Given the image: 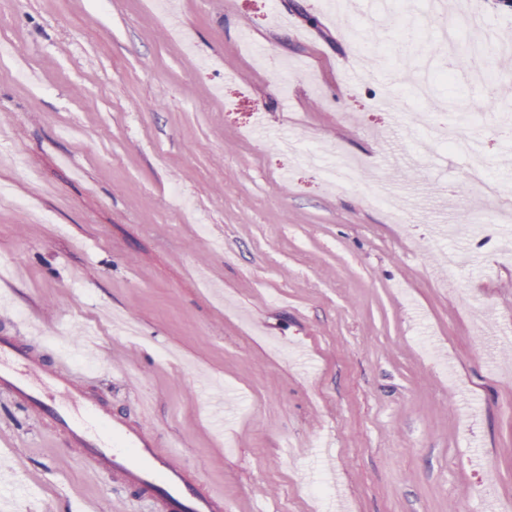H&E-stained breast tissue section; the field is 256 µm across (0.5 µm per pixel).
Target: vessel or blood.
I'll list each match as a JSON object with an SVG mask.
<instances>
[{
    "label": "vessel or blood",
    "instance_id": "vessel-or-blood-1",
    "mask_svg": "<svg viewBox=\"0 0 512 512\" xmlns=\"http://www.w3.org/2000/svg\"><path fill=\"white\" fill-rule=\"evenodd\" d=\"M0 390L35 415H49L89 468L141 489L155 512H225L224 495L197 486L172 451L141 426L112 415L84 386L48 369L16 339H0Z\"/></svg>",
    "mask_w": 512,
    "mask_h": 512
}]
</instances>
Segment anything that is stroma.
<instances>
[{
    "label": "stroma",
    "instance_id": "obj_1",
    "mask_svg": "<svg viewBox=\"0 0 512 512\" xmlns=\"http://www.w3.org/2000/svg\"><path fill=\"white\" fill-rule=\"evenodd\" d=\"M380 3L352 0L359 39L326 0H0V338L229 512L512 502V196L449 193L447 141L501 183L512 142L471 73L417 103L448 54L403 68L427 0ZM375 56L385 78L349 80ZM337 153L354 184L320 176ZM1 462L0 512H155L2 391Z\"/></svg>",
    "mask_w": 512,
    "mask_h": 512
}]
</instances>
